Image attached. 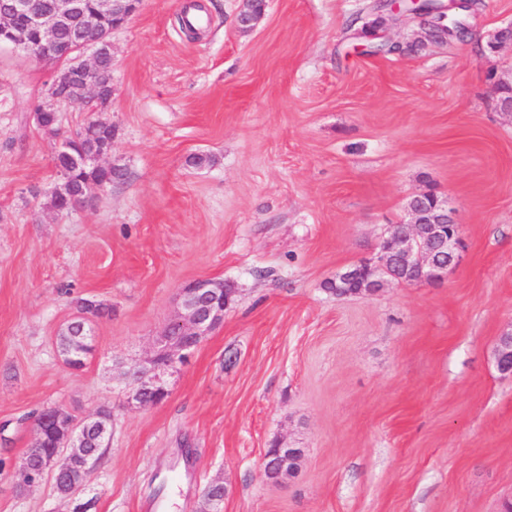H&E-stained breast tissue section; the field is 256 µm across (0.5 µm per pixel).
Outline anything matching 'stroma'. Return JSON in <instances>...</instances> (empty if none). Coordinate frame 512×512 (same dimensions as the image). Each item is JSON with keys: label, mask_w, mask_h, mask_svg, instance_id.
<instances>
[{"label": "stroma", "mask_w": 512, "mask_h": 512, "mask_svg": "<svg viewBox=\"0 0 512 512\" xmlns=\"http://www.w3.org/2000/svg\"><path fill=\"white\" fill-rule=\"evenodd\" d=\"M373 0H141L113 30L108 160L122 179L59 214L58 139L35 121L56 62L0 44V512H68L51 483L15 491L35 415L112 411L111 445L82 497L91 512H166L149 483L190 449L174 512H501L512 499V0H481L464 41L422 39ZM207 20L182 31L189 7ZM378 21L395 52H377ZM197 153L214 158L197 168ZM447 200L459 263L435 281L339 297L327 282L410 222L413 196ZM201 277L236 288L224 322L168 381L127 398ZM108 304L78 371L58 333L79 299ZM302 449L267 480L275 442ZM257 0H238L237 25L242 32L253 30L263 19L265 7L257 10L254 3Z\"/></svg>", "instance_id": "35a3bbf8"}]
</instances>
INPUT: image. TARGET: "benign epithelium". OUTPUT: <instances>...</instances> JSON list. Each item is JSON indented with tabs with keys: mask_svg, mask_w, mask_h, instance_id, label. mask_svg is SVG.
<instances>
[{
	"mask_svg": "<svg viewBox=\"0 0 512 512\" xmlns=\"http://www.w3.org/2000/svg\"><path fill=\"white\" fill-rule=\"evenodd\" d=\"M237 25L242 32L253 30L263 19L264 11L255 8V0H238ZM441 9L436 13L440 21L452 14L458 18V27L466 29L462 20L467 13L468 0H438ZM139 0H95L93 7L86 0H52L48 7H40L36 0H0V43L10 44L37 59H53L64 63L56 72L48 91V98L35 105L34 113L49 114L59 121L60 107L91 100L96 111L105 112L112 100V75L102 73L99 50L110 42L112 30L122 26L137 10ZM74 25L95 35L93 39L65 40L60 33ZM92 50L90 59L84 53ZM80 147L70 140H59L56 150V170L59 180L70 179L73 169H103L112 151V142L94 140ZM104 182H93L78 193L64 198L60 213L84 208L93 200V189H102ZM411 223L388 228L381 236L374 257L359 262L367 270L369 279L360 282L355 295L376 292L374 283L398 268L414 267L422 280H439L459 260L462 245L460 225L448 212L445 201L432 193L414 196L410 205ZM423 224L432 225L430 236L435 251L448 255V262L438 263L432 252L419 241ZM236 289L219 279L201 278L183 288L179 295V311L156 339L149 355L126 376L128 399L140 406L158 404L168 395L165 376L182 365L190 353L223 322L224 312L234 302ZM506 349L496 350L498 370L512 374V331ZM105 407L78 420L60 407L43 412L35 423L31 447L49 446L52 451L43 457L42 477L52 479L62 475L75 449L84 447L92 437L109 440L112 418L102 414ZM277 452L264 453L263 472L269 473V462L275 460L279 471H293L303 456V450L284 442L275 445Z\"/></svg>",
	"mask_w": 512,
	"mask_h": 512,
	"instance_id": "benign-epithelium-1",
	"label": "benign epithelium"
}]
</instances>
